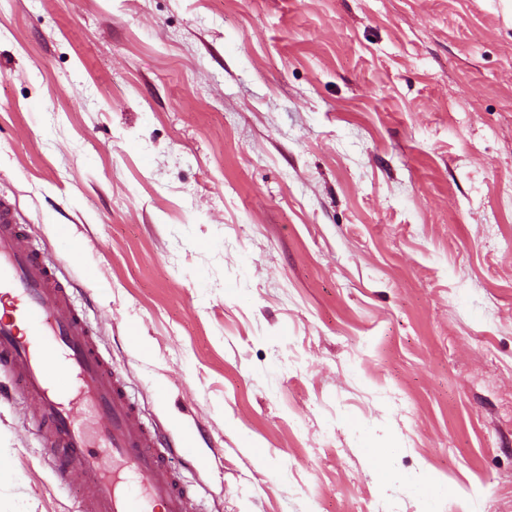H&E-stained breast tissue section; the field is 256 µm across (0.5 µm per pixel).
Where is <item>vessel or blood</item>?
Segmentation results:
<instances>
[{"instance_id": "obj_1", "label": "vessel or blood", "mask_w": 512, "mask_h": 512, "mask_svg": "<svg viewBox=\"0 0 512 512\" xmlns=\"http://www.w3.org/2000/svg\"><path fill=\"white\" fill-rule=\"evenodd\" d=\"M31 245L15 201L0 195V370L37 402L28 421L62 483L77 482L82 512H195L175 444L147 425L98 330L69 286Z\"/></svg>"}]
</instances>
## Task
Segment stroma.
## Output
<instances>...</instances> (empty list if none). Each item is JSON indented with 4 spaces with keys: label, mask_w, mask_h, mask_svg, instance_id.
I'll list each match as a JSON object with an SVG mask.
<instances>
[{
    "label": "stroma",
    "mask_w": 512,
    "mask_h": 512,
    "mask_svg": "<svg viewBox=\"0 0 512 512\" xmlns=\"http://www.w3.org/2000/svg\"><path fill=\"white\" fill-rule=\"evenodd\" d=\"M0 194L198 512H512V0H0Z\"/></svg>",
    "instance_id": "stroma-1"
}]
</instances>
